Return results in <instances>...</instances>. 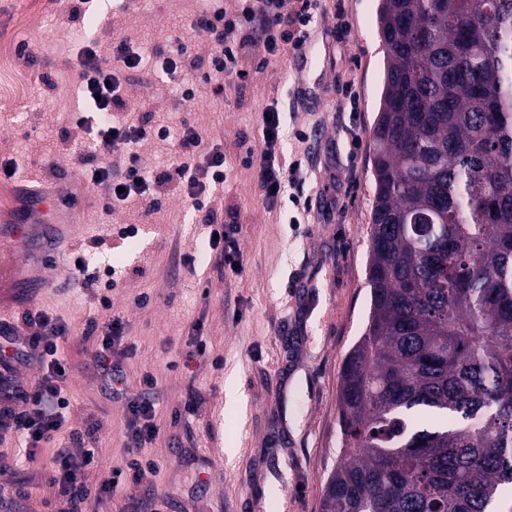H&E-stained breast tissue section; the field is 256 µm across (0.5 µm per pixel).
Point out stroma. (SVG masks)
<instances>
[{"label":"stroma","instance_id":"1","mask_svg":"<svg viewBox=\"0 0 512 512\" xmlns=\"http://www.w3.org/2000/svg\"><path fill=\"white\" fill-rule=\"evenodd\" d=\"M377 5L319 0L306 28L317 55L310 92L295 88L293 46L270 58L256 43L238 57L250 80L225 78L216 96L205 80L214 45L196 35L194 23L205 11H234L235 0H95L77 16L73 0H0V32L26 46L12 65L28 76L21 95L0 96V157L18 165L15 178L0 183V210L16 205L29 180L68 184L80 223L76 251L101 258L97 274L110 263L116 270L114 288H85L68 260L47 256L54 284L41 289L38 304L71 328L61 345L69 420L54 443L98 451L86 475L85 512H320L339 453L341 369L369 306L370 131L382 79ZM81 34L100 43L105 63L117 64L123 43L140 54L143 68L125 86L127 110L174 131L195 127L226 155L210 206L216 223L240 227L244 272L235 281H225L214 254L185 263L206 240V214L180 192L108 213L99 189L83 184L86 135L70 121ZM180 48L183 72L160 73V55ZM189 87L191 101L183 98ZM271 107L282 113L280 149L295 167L272 206L244 162L263 148L261 116ZM350 125L359 146L347 139ZM121 225L132 234L116 235ZM105 297L111 309L103 308ZM115 315L130 348L126 392L150 395L160 432L140 449L155 469L127 479L109 499L97 489L112 468L127 466L133 445L123 401L109 397L92 364L98 331ZM198 338L208 353L186 361ZM147 373L155 379L150 390L142 383ZM54 443L27 460L15 436L0 432V454L17 459L13 478L24 491L5 503L6 512H67L66 497L43 470Z\"/></svg>","mask_w":512,"mask_h":512}]
</instances>
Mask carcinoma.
I'll return each mask as SVG.
<instances>
[{
    "label": "carcinoma",
    "instance_id": "1",
    "mask_svg": "<svg viewBox=\"0 0 512 512\" xmlns=\"http://www.w3.org/2000/svg\"><path fill=\"white\" fill-rule=\"evenodd\" d=\"M364 330L321 512L512 487V0H379Z\"/></svg>",
    "mask_w": 512,
    "mask_h": 512
}]
</instances>
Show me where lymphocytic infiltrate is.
I'll use <instances>...</instances> for the list:
<instances>
[{
  "label": "lymphocytic infiltrate",
  "instance_id": "1",
  "mask_svg": "<svg viewBox=\"0 0 512 512\" xmlns=\"http://www.w3.org/2000/svg\"><path fill=\"white\" fill-rule=\"evenodd\" d=\"M284 0H237L234 17L217 10L202 14L195 21L199 34L214 40L216 50L211 58L215 73L241 77L238 55L248 39L262 41L268 55H277V31L288 22L283 11ZM249 28V37L238 34L239 29ZM76 59L79 67L77 96L80 100L77 124L90 138L91 153L105 156L118 151L126 152L127 164L120 173H113L111 166L97 165L87 168L89 182L103 187L108 203L124 202L134 197L153 194L156 187L172 184L192 202L196 209H203L205 199L217 184L224 181L225 158L222 151L207 152L202 163L192 164L188 159L168 172L156 175L145 166L143 158L134 152V145L148 139L149 135L167 138L166 127L149 132L146 115L124 109L121 86L129 73L140 65V56L130 46H122L120 60L122 72L102 66L95 40L88 39L79 46ZM264 148L256 166L257 188L267 204H275L288 182V168L279 152L281 141V116L278 110L268 109L262 114ZM213 239L209 247L224 264V274L238 277L244 271L238 235L239 225L215 224L207 226ZM28 319L37 327L36 332L17 337L10 331L0 332V399L5 406L0 409V431L13 433L28 456H36L38 448L58 433L67 421L69 400L62 388L69 367L60 355V345L67 340L70 328L47 312L37 310ZM124 324L120 318L107 323L93 354L95 366L110 388L113 399L124 400L129 416V427L136 444L153 439L160 432L156 423L153 401L146 397L129 399L123 387ZM35 361L45 365L48 373L35 386L22 387L13 381L16 365ZM23 402V410L16 411L12 402ZM96 451L83 449L74 454L72 449H55L45 467L49 485L58 487L68 497L70 512H82L85 500V476L95 462Z\"/></svg>",
  "mask_w": 512,
  "mask_h": 512
}]
</instances>
